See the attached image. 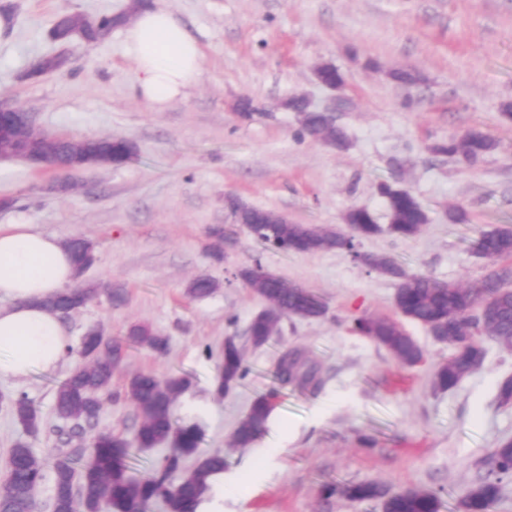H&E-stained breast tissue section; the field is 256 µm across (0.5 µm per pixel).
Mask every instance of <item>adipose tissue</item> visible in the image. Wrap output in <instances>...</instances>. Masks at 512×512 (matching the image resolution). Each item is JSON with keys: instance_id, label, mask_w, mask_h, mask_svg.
Listing matches in <instances>:
<instances>
[{"instance_id": "ef3b65f1", "label": "adipose tissue", "mask_w": 512, "mask_h": 512, "mask_svg": "<svg viewBox=\"0 0 512 512\" xmlns=\"http://www.w3.org/2000/svg\"><path fill=\"white\" fill-rule=\"evenodd\" d=\"M125 37L137 70L131 87L135 97L162 106L196 82L199 47L172 13L141 10L129 22ZM75 280L72 259L54 236L28 224L0 230V379L21 381L36 369L57 370L69 338L44 301Z\"/></svg>"}]
</instances>
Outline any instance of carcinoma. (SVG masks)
<instances>
[{"mask_svg": "<svg viewBox=\"0 0 512 512\" xmlns=\"http://www.w3.org/2000/svg\"><path fill=\"white\" fill-rule=\"evenodd\" d=\"M119 15L105 14L98 19L97 40L108 36L121 25ZM288 109L296 112L301 131L306 135L330 134V143L342 147L343 130L328 124L321 112L311 110L305 99L292 97ZM97 154L114 164H121L124 148L110 138L87 143ZM495 144L484 134L470 131L463 138L450 137L431 147L436 154L459 156L468 165L477 164ZM377 191L386 199L388 224L381 228L366 209L351 208L345 215L360 237L385 231L401 238L417 235L427 223V214L417 198L406 189H395L381 182ZM237 222L252 226L262 246L294 253L326 250L346 252L361 260L370 270L398 279L394 296L396 313L404 319L430 330L435 338L451 347L448 359L437 364L433 387L440 391L454 389L475 368L484 364L489 338L501 349L512 351V229L496 228L485 232L474 243L475 252L488 260L489 267L480 282L466 288L456 281H440L424 273H408L383 254L359 253L353 243L338 232L311 224H296L286 219L273 224L275 213L253 206H239L228 200ZM67 249L72 253L81 274L93 263L94 253L88 241L73 239ZM242 278L268 302L264 310L250 321L246 336L252 347L268 345L278 323L284 318L313 320L321 317L324 306L319 298L302 287L257 265L242 270ZM215 281L199 277L188 288L193 297L211 294ZM91 286H75L58 295L53 307L72 311L92 298ZM351 331L385 347L401 364L414 366L424 359V350L404 325L388 317H360L351 323ZM142 347L155 352L167 350V340L147 326L129 328L127 344L104 340L87 329L80 344V356L87 363L76 367L55 390L56 416L73 424L72 432L82 435L83 425L96 419L101 408L100 394L112 392V377L126 358L127 348ZM249 373L243 347L234 336H227L221 351L220 372L215 380L219 395L240 387ZM276 380L282 385L297 383L319 387L323 380L319 370L302 360L297 352H285L278 361ZM188 386L186 378L171 374L159 377L141 371L127 378L124 395L139 411V423L132 439L121 432H98L90 447L62 448L53 470L52 512H149L161 501L167 512H196L208 489L209 478L224 472L226 460L220 451L200 452L201 433L195 424H180L174 418V404ZM15 421L29 435L37 434L42 417L24 396L11 402ZM274 410L271 395L256 397L246 414L237 422L232 439L237 448H249L263 434ZM165 447L152 466L136 472L131 465L135 452L144 448ZM4 479L0 482V512H31L34 491L44 478V464L33 449L16 441L4 462ZM180 475L178 482L172 477ZM512 477V439L501 441L486 462L485 474L458 498L455 512H489L498 501L501 482ZM344 493L354 501L379 500L383 512H440L438 492L408 487L394 490L376 482H359L345 487Z\"/></svg>", "mask_w": 512, "mask_h": 512, "instance_id": "carcinoma-1", "label": "carcinoma"}]
</instances>
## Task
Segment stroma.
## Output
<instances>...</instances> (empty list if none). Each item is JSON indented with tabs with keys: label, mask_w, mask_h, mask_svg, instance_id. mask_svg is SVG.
I'll return each mask as SVG.
<instances>
[{
	"label": "stroma",
	"mask_w": 512,
	"mask_h": 512,
	"mask_svg": "<svg viewBox=\"0 0 512 512\" xmlns=\"http://www.w3.org/2000/svg\"><path fill=\"white\" fill-rule=\"evenodd\" d=\"M145 4L179 18L202 54L196 83L160 109L131 93L135 72L123 29L96 44L49 36L61 15L95 19ZM0 18L7 23L0 99L21 105L45 130L121 138L137 148L129 163L70 172L0 161V200L10 201L0 207V228L29 224L59 242L82 238L94 246L96 261L79 283L97 292L63 321L71 346L91 326L121 341L131 325L143 324L168 340L162 355L128 351L98 429L133 435L138 410L121 394L127 376L178 373L189 381L187 396L210 406L201 452L222 450L224 476L236 481L224 512H382L377 500L324 493L329 484L362 481L439 490L441 512H454L497 441L512 438V407L496 401L498 383L512 376V352L486 342L481 369L452 390H435L434 366L447 359L448 345L406 323L425 353L407 367L348 329L361 315L395 316L396 279L335 250L265 249L232 222L224 199L343 232L352 207L387 225L377 192L378 181H387L411 191L428 222L412 238L383 230L359 239V252L476 285L487 261L472 253L471 241L512 228V117L504 112L512 104V0H0ZM59 52L63 68L33 74V63ZM323 64L339 70L342 89L317 82ZM399 71L414 73L415 83L397 81ZM293 96L317 108L345 100L336 115L345 147L301 134L286 105ZM246 99L255 109L248 120L238 112ZM473 129L495 144L476 165L430 152L433 143ZM456 211L462 221L450 222ZM217 228L233 239L220 259L209 249ZM255 265L319 296L325 313L283 319L272 345L246 348L248 377L221 397L215 376L224 339L244 337L267 305L238 276ZM201 276L218 287L191 297L187 288ZM111 286L123 288L122 305L110 302ZM286 349L320 368L321 389L275 388L272 373ZM81 362L74 352L56 372L0 381V459L23 438L53 467L65 441L55 386ZM273 389L277 405L263 436L253 447H231L252 399ZM20 395L42 416L37 435L25 436L13 419L10 401ZM362 434L374 437V447L359 446ZM279 442L287 450L269 462Z\"/></svg>",
	"instance_id": "stroma-1"
}]
</instances>
